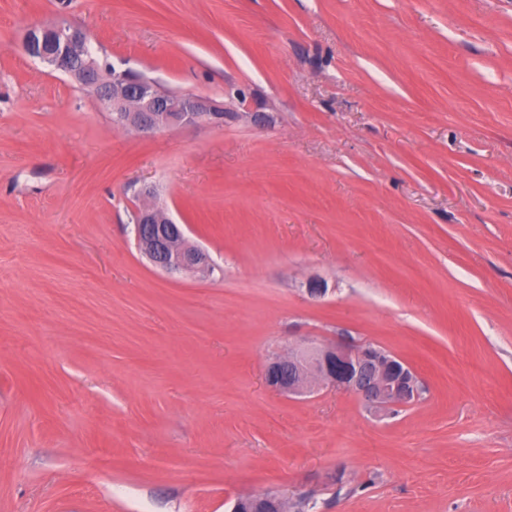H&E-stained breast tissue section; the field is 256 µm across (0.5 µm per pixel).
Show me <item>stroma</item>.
<instances>
[{"instance_id":"35a3bbf8","label":"stroma","mask_w":512,"mask_h":512,"mask_svg":"<svg viewBox=\"0 0 512 512\" xmlns=\"http://www.w3.org/2000/svg\"><path fill=\"white\" fill-rule=\"evenodd\" d=\"M271 125L117 128L20 48ZM215 263L137 248V192ZM311 280L327 293L313 299ZM348 336L420 400L291 399L271 357ZM512 512V0H0V512ZM288 500L279 494L266 493L259 496H246L237 500L233 512H282Z\"/></svg>"}]
</instances>
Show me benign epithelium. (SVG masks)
Instances as JSON below:
<instances>
[{
	"label": "benign epithelium",
	"mask_w": 512,
	"mask_h": 512,
	"mask_svg": "<svg viewBox=\"0 0 512 512\" xmlns=\"http://www.w3.org/2000/svg\"><path fill=\"white\" fill-rule=\"evenodd\" d=\"M22 49L96 93L112 110L113 124L143 134L178 125L222 126L247 118L256 126L270 122L266 112H233L224 104L192 94L168 93L154 80L127 69L101 67L90 35L67 21L28 25ZM136 211V240L141 252L167 273L195 274L211 270L208 254L189 244L183 225L153 202L154 191L141 193ZM266 384L288 395L332 387L357 395L376 412H395L421 397L422 383L405 360L373 344L342 339L301 343L271 360ZM288 500L266 493L237 500L233 512H284Z\"/></svg>",
	"instance_id": "7a95c632"
}]
</instances>
